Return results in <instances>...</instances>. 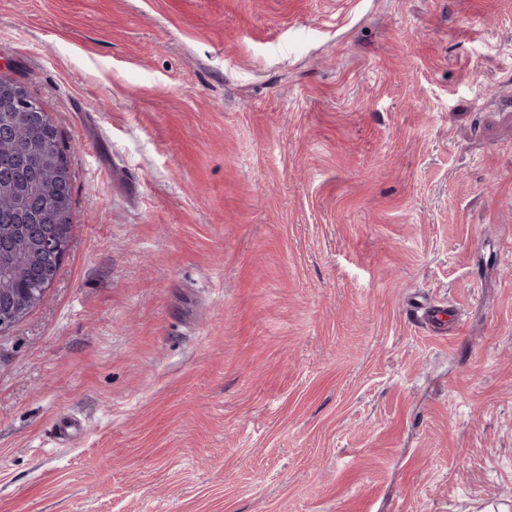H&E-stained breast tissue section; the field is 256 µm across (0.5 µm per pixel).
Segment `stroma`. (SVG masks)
<instances>
[{
  "instance_id": "obj_1",
  "label": "stroma",
  "mask_w": 512,
  "mask_h": 512,
  "mask_svg": "<svg viewBox=\"0 0 512 512\" xmlns=\"http://www.w3.org/2000/svg\"><path fill=\"white\" fill-rule=\"evenodd\" d=\"M0 69L74 215L0 512L512 508V0H0ZM0 86L9 88L5 95L0 97L1 110L7 109L12 113L20 112L28 114L37 112L41 115V121L47 124L48 114L41 104L26 90L25 84L9 74L0 70Z\"/></svg>"
}]
</instances>
